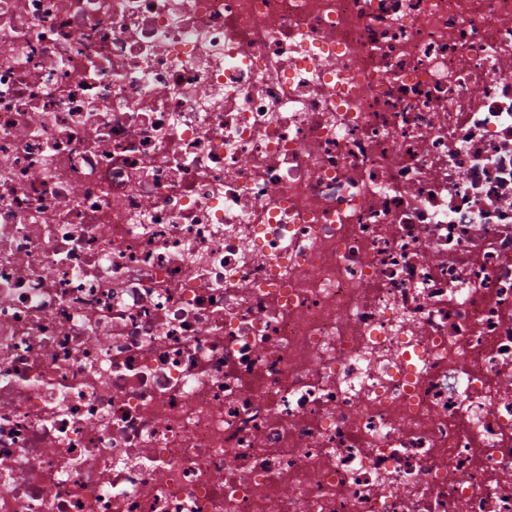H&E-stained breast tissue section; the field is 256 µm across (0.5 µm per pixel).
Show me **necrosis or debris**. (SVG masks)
I'll list each match as a JSON object with an SVG mask.
<instances>
[{"label": "necrosis or debris", "mask_w": 512, "mask_h": 512, "mask_svg": "<svg viewBox=\"0 0 512 512\" xmlns=\"http://www.w3.org/2000/svg\"><path fill=\"white\" fill-rule=\"evenodd\" d=\"M0 512H512V0H0Z\"/></svg>", "instance_id": "4bbe7bcc"}]
</instances>
